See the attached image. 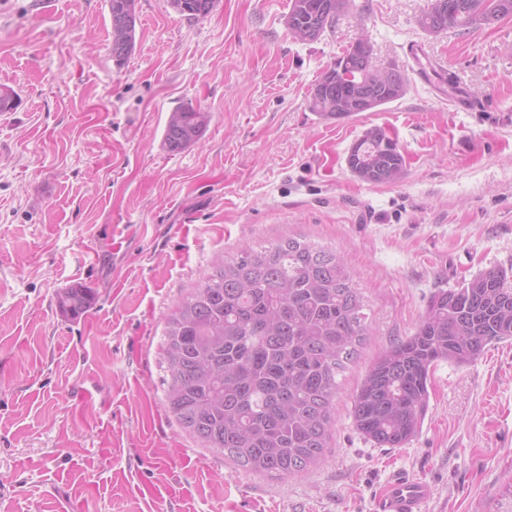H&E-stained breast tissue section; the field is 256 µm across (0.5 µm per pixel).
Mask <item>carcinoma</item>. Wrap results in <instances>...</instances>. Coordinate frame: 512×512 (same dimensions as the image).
Masks as SVG:
<instances>
[{"label": "carcinoma", "instance_id": "carcinoma-1", "mask_svg": "<svg viewBox=\"0 0 512 512\" xmlns=\"http://www.w3.org/2000/svg\"><path fill=\"white\" fill-rule=\"evenodd\" d=\"M430 9L421 29L470 33L512 17V0H447ZM215 0H171L194 19ZM112 60L124 66L135 45L136 0H109ZM340 14L336 0H290L288 31L314 41ZM354 44L312 86L308 106L322 120L361 114L355 93H377L384 106L402 98L406 77L392 69L388 89H374L372 70ZM210 116L190 106L169 114L163 146L180 152L203 136ZM351 173L371 184L403 176L397 143L377 127L347 156ZM94 294L83 286L57 295L59 309L78 317ZM367 302L347 261L313 243L289 238L247 248L216 264L168 314L160 369L167 408L203 447L237 467L286 479L320 466L334 423L338 377L369 336ZM512 340V281L487 269L461 287L440 289L415 332L394 342L373 363L355 396L357 430L380 448H402L421 429L430 372L441 361L470 365L491 344Z\"/></svg>", "mask_w": 512, "mask_h": 512}]
</instances>
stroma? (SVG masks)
I'll use <instances>...</instances> for the list:
<instances>
[{
  "instance_id": "1",
  "label": "stroma",
  "mask_w": 512,
  "mask_h": 512,
  "mask_svg": "<svg viewBox=\"0 0 512 512\" xmlns=\"http://www.w3.org/2000/svg\"><path fill=\"white\" fill-rule=\"evenodd\" d=\"M431 0H353L313 42L289 0H216L201 19L136 0V46L116 66L107 0H0V512H376L407 475L425 512H512V341L438 363L420 432L380 448L352 398L413 334L439 289L512 276V17L468 34L422 31ZM405 95L348 121L309 93L358 39ZM480 105L458 111L447 78ZM209 113L175 153L167 117ZM398 145L394 184L346 163L372 127ZM297 237L343 252L371 330L340 378L324 465L277 481L181 431L159 367L164 318L216 257ZM95 293L78 318L58 293Z\"/></svg>"
}]
</instances>
